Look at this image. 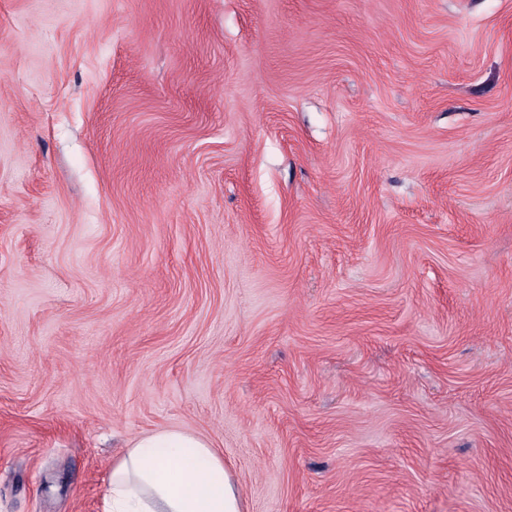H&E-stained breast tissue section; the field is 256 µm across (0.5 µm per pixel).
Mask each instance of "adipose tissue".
Instances as JSON below:
<instances>
[{
	"mask_svg": "<svg viewBox=\"0 0 512 512\" xmlns=\"http://www.w3.org/2000/svg\"><path fill=\"white\" fill-rule=\"evenodd\" d=\"M106 512H243L224 453L181 429L135 438L112 465Z\"/></svg>",
	"mask_w": 512,
	"mask_h": 512,
	"instance_id": "1",
	"label": "adipose tissue"
}]
</instances>
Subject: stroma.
<instances>
[{
	"mask_svg": "<svg viewBox=\"0 0 512 512\" xmlns=\"http://www.w3.org/2000/svg\"><path fill=\"white\" fill-rule=\"evenodd\" d=\"M166 428L244 512H512V0H0V512Z\"/></svg>",
	"mask_w": 512,
	"mask_h": 512,
	"instance_id": "obj_1",
	"label": "stroma"
}]
</instances>
